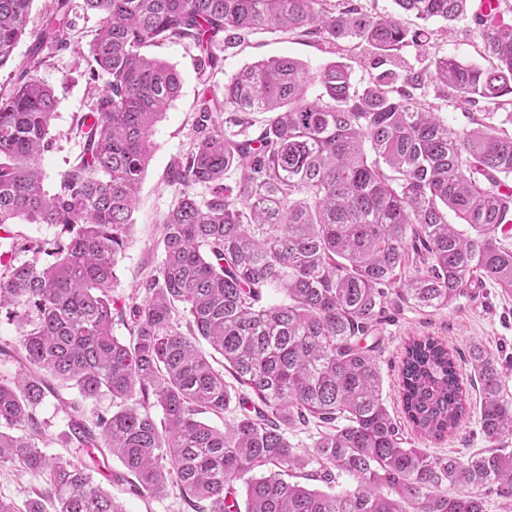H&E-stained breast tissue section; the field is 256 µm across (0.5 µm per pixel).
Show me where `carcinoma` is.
I'll return each mask as SVG.
<instances>
[{"instance_id":"obj_1","label":"carcinoma","mask_w":512,"mask_h":512,"mask_svg":"<svg viewBox=\"0 0 512 512\" xmlns=\"http://www.w3.org/2000/svg\"><path fill=\"white\" fill-rule=\"evenodd\" d=\"M32 2L0 0V69L14 60ZM84 2L102 17L88 78L104 83L93 114L76 123L83 151L54 191L42 161L57 99L34 72L71 44L69 0H54L26 68L0 92V313L17 324L22 353L16 377L0 381V467L45 476L24 509L0 497V512H125L88 466L40 447L35 411L54 380L84 401L108 393L119 402L92 420L70 405L69 438L107 449L154 496L178 488L193 512H485L476 489L493 486L512 498V452L499 447L512 438V403L495 355L469 352L491 447L463 459L405 447L382 396L378 342L362 343L393 296L437 310L486 281L512 296L506 10L473 16L484 63L444 56L418 69L404 50L426 51L429 23L465 19L470 0H393L397 13L375 16L327 0ZM402 14L421 24L406 26ZM259 30L319 37L336 60L312 74L293 57L271 58L225 82L218 98L209 82L221 53ZM166 40L199 52L196 141L167 170L175 199L161 219L163 259L141 302L128 303L112 295L117 258L153 129L181 89L173 66L144 53ZM350 55L367 73L362 84ZM457 101L483 120L449 127L439 104ZM256 112L267 114L259 127ZM450 212L472 233L448 223ZM21 221L60 234L21 244L12 231ZM22 251L33 258L17 261ZM267 288L285 301L263 304ZM116 316L129 317L127 343L112 334ZM399 399L426 438L458 428L466 393L448 344L406 343ZM226 412L222 430L201 418ZM310 424L321 432L301 451L288 431ZM335 472L357 487L330 494L299 482L329 483Z\"/></svg>"}]
</instances>
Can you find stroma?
<instances>
[{
  "label": "stroma",
  "instance_id": "35a3bbf8",
  "mask_svg": "<svg viewBox=\"0 0 512 512\" xmlns=\"http://www.w3.org/2000/svg\"><path fill=\"white\" fill-rule=\"evenodd\" d=\"M71 17L75 23L70 47L51 53L37 72L38 78L54 88L58 97L51 134L54 148L42 161L48 187H55L59 174L80 154L82 145L73 132L77 118L91 114L94 92L88 82L85 56L89 42L101 24L98 13L88 10L84 0H71ZM471 20L452 24L449 33L435 34L427 51L428 57L453 55L466 62L479 61V40L472 34ZM151 56L167 61L181 76L179 96L171 104L154 128L155 148L139 191V201L133 213L129 245L119 256L117 280L113 293L123 299L143 297V281L158 269L163 251L160 244V220L170 208L174 193L165 184L168 166L192 146L195 108L201 87L196 77L195 49L179 41H166L149 47ZM288 55L303 62L309 72H317L330 56L320 41L312 37L289 36L279 32L261 31L232 54L226 55L224 68L211 82L216 90H223L224 82L244 67L262 60ZM381 340L379 361L383 377V396L392 411H399L398 374L401 353L405 343L415 336H439L456 350L462 361V375H469L468 352L481 344L494 355L512 358V296L505 295L494 283H484L451 306L439 309H420L392 299L387 303L384 321L378 327ZM79 402L76 390L60 389L58 397L44 400L38 416L45 428L41 446L46 454L64 456L71 460L91 463L88 449L67 440L68 416L65 406ZM82 415L115 410L111 397L96 402H79ZM409 447L420 448L437 456H469L484 451L485 440L477 410H470L461 426L447 438L432 441L417 434L411 426H404ZM94 480L119 501L126 512H189L177 488H170L164 496H138L131 492L123 464L107 458L105 467L95 468Z\"/></svg>",
  "mask_w": 512,
  "mask_h": 512
}]
</instances>
